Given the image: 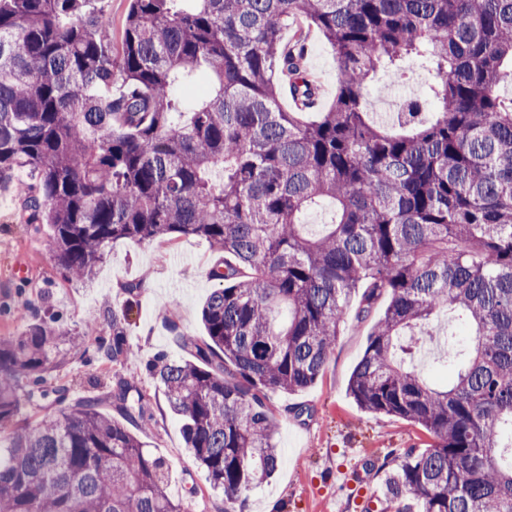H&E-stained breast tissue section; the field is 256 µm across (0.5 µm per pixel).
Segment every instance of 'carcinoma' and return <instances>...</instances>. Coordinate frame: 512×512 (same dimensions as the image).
<instances>
[{"label": "carcinoma", "mask_w": 512, "mask_h": 512, "mask_svg": "<svg viewBox=\"0 0 512 512\" xmlns=\"http://www.w3.org/2000/svg\"><path fill=\"white\" fill-rule=\"evenodd\" d=\"M109 6L0 0V180L29 167L20 219L48 225L69 280L92 276L117 240L194 236L228 256L208 273L205 338L179 334L189 358L146 365L218 512H245L276 471L269 395L316 382L358 290L356 320L386 306L349 393L432 438L381 464L385 500L512 512V0H128L116 45ZM308 26L340 71L311 121ZM407 58L436 72L429 98L372 121L368 78H403ZM200 75L213 87L184 110L174 84ZM325 202L335 219L310 237L303 217ZM130 310H112V342L96 347L121 422L49 383L58 345L75 341L56 320L0 336V512H186L167 494L168 463L125 426L155 425L123 373ZM450 312L472 333L439 389L414 365L412 330ZM40 400L55 411L19 423Z\"/></svg>", "instance_id": "carcinoma-1"}]
</instances>
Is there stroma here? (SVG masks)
<instances>
[{
    "instance_id": "1",
    "label": "stroma",
    "mask_w": 512,
    "mask_h": 512,
    "mask_svg": "<svg viewBox=\"0 0 512 512\" xmlns=\"http://www.w3.org/2000/svg\"><path fill=\"white\" fill-rule=\"evenodd\" d=\"M307 66L319 86L314 109L325 111L336 96L338 63L314 28L308 32ZM31 181L25 166L0 181V336L22 335L35 317L55 315L87 341L60 346L53 380L69 383L77 398L102 394L112 385V369L94 350L97 339L111 338L112 330L103 325L93 331L89 325L107 310L129 308L127 333L138 356L124 372L144 388L152 404L157 426L146 438L149 449L172 465L167 484L172 499L185 501L189 512H217L218 498L184 448L181 420L169 410L146 364L161 351L182 358L174 333L203 335L200 309L214 286L208 272L223 263V253L199 237L165 244L117 242L91 278L66 280L51 260L47 226L18 217L19 200ZM19 266L26 277L16 274ZM138 280L145 288L132 304L118 285ZM358 307V298H351L316 383L303 391L272 394L281 458L273 476L249 492L246 512H381L385 473L380 466L386 455L430 443L418 425L364 413L350 396L349 380L373 326L369 320L356 321ZM192 486L197 492L191 497L187 490Z\"/></svg>"
}]
</instances>
